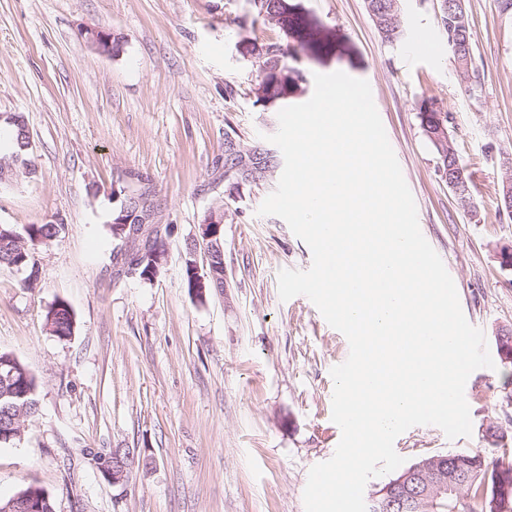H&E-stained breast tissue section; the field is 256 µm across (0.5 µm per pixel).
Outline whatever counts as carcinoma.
I'll use <instances>...</instances> for the list:
<instances>
[{"instance_id": "carcinoma-1", "label": "carcinoma", "mask_w": 512, "mask_h": 512, "mask_svg": "<svg viewBox=\"0 0 512 512\" xmlns=\"http://www.w3.org/2000/svg\"><path fill=\"white\" fill-rule=\"evenodd\" d=\"M256 18L262 21L279 19L281 36L274 41L257 42L250 38L244 41L252 44L251 55L262 59L264 76L260 82L262 93L256 102L275 111L288 106L294 99L293 88L288 84V75L299 72L300 93H305L308 83L307 67L302 56L314 52L321 55L333 50V32L304 6L303 0H251ZM367 11L381 37L393 44L402 38L398 20V0H366ZM438 24L448 32L461 30L462 39L467 43L468 67L457 70L463 80L474 74L471 28L467 15H460L454 0H440ZM418 117L423 131L435 149L439 166L446 169L457 164L454 149L448 142L436 143L432 134L439 127L447 126L448 114L442 112L431 99H424L419 105ZM0 233V265L33 272V252L45 245L62 231L60 224H31L24 229L23 242L18 244L7 232L10 226H2ZM45 324L52 326L51 334L58 338L72 336L76 319L69 305L63 300L53 303L45 314ZM36 381L26 366L10 353H0V433L12 424V418L21 417L27 422L37 412ZM459 467L468 472L474 470L494 471L497 467L512 470V458L505 456L489 460L479 450L461 449L451 453ZM493 495V483L483 487L482 480L470 481L466 486L450 491L438 499L434 512H492L489 507ZM33 502L37 512H53L50 495L42 488L28 486L8 499H0V508L12 501Z\"/></svg>"}]
</instances>
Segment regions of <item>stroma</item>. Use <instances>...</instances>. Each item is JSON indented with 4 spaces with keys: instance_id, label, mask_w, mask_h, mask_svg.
<instances>
[{
    "instance_id": "stroma-1",
    "label": "stroma",
    "mask_w": 512,
    "mask_h": 512,
    "mask_svg": "<svg viewBox=\"0 0 512 512\" xmlns=\"http://www.w3.org/2000/svg\"><path fill=\"white\" fill-rule=\"evenodd\" d=\"M338 36L310 73L367 80L413 194L423 236L455 280L462 311L486 338L512 329V211L501 186L512 171V11L465 0L475 76L461 80L437 22L438 0H400V42H385L365 0H304ZM120 37L105 56L81 37ZM437 46L419 55L417 33ZM250 0H0V116L23 115L36 171L0 184V225L59 224L39 247L37 282L0 266V352L37 384L39 410L20 441L0 446V497L43 488L55 512H304L310 468L341 438L332 421L331 369L346 337L306 297L281 301L278 274L308 269L309 247L276 216L258 215L284 168L268 137L276 113L258 105L262 61L246 37H278ZM448 114V135L474 186L464 208L437 168L418 118L421 99ZM275 158L247 184L224 173V142ZM150 184L156 221L171 225L151 281L115 261L132 244L107 224L113 188ZM223 207L224 287L198 302L184 285L186 246ZM65 300L77 326L51 335L47 309ZM512 367L481 368L465 386L472 433L447 438L415 426L394 448L406 464L464 448L512 455ZM501 426L503 447L482 430ZM130 449L133 477L113 483L94 463ZM81 37L87 44L91 45L103 55L109 56L103 52V47L107 42L112 43V55H118L122 51L121 40L113 39L114 36L112 32L108 30L101 28H85L81 31Z\"/></svg>"
}]
</instances>
